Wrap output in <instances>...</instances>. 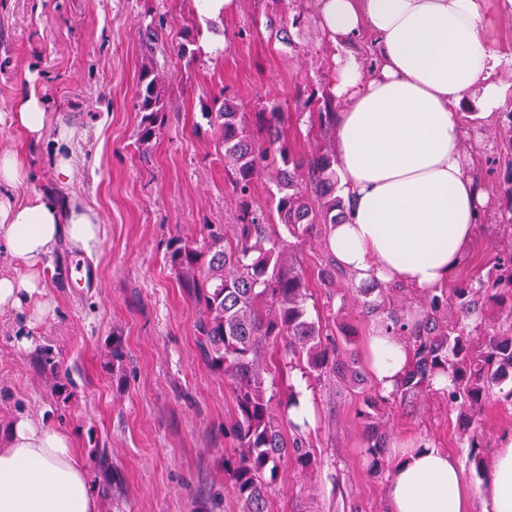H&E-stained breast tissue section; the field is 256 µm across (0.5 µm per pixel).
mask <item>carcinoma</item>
Segmentation results:
<instances>
[{"label": "carcinoma", "mask_w": 512, "mask_h": 512, "mask_svg": "<svg viewBox=\"0 0 512 512\" xmlns=\"http://www.w3.org/2000/svg\"><path fill=\"white\" fill-rule=\"evenodd\" d=\"M301 22L268 18L275 38L291 44L288 24ZM318 112L319 134L335 137L332 99H323ZM138 111L144 113L139 140L152 139L156 120L164 111L159 81L148 70L137 90ZM203 117L219 130L224 148V171L242 198V217L233 240L218 229L207 228L201 246L183 245L170 256L182 286L204 309L197 325L198 347L212 370L224 374L236 392L237 413L224 428L237 442L236 454L224 458L241 512H268V500L281 463L291 458L303 472L314 470L315 459L301 437L288 441L282 423L294 397L288 387L283 406H273L265 374L268 346L279 348L281 370L298 369L317 383L343 382L358 387L365 372L353 348V334L344 327L331 330L310 318L308 287L303 272L292 262L291 244L275 230L284 226L297 240L317 236L327 241L332 225L344 215L342 197L336 195V153L326 151L303 159L292 153L282 129L284 113L274 104L267 112L239 111L220 96L203 105ZM268 178V209L249 202L253 179ZM344 273L330 257L320 281L376 322L405 338L412 357L394 392L364 398L367 452L373 471L385 469L386 422L381 405L390 401L412 406L429 394H440L448 406L460 411L467 424L478 423L492 387L512 380V249L495 262L492 282L478 281L453 290L426 291L414 301V290L356 288L336 283ZM51 390L68 398L48 353ZM445 375L447 388L433 387Z\"/></svg>", "instance_id": "carcinoma-1"}]
</instances>
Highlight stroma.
Masks as SVG:
<instances>
[{
  "label": "stroma",
  "mask_w": 512,
  "mask_h": 512,
  "mask_svg": "<svg viewBox=\"0 0 512 512\" xmlns=\"http://www.w3.org/2000/svg\"><path fill=\"white\" fill-rule=\"evenodd\" d=\"M191 0H0V154L25 150L28 191L77 195L97 209L104 226L96 261L63 251L51 260V310L29 324L25 311L0 313V432L28 415L69 431L100 493V512H240L224 476L235 441L224 427L236 413L232 385L202 360L197 344L201 305L178 283L171 251L198 242L206 225L234 237L241 198L224 171L219 137L201 115L221 94L244 112H285L291 149L308 158L325 142L310 130L329 92L336 47L322 33L312 0H237L234 12L200 20ZM305 20L292 28L293 46L278 42L267 17ZM158 20L147 52L146 26ZM193 38L194 58L175 46ZM224 45L217 54L209 43ZM157 68L165 110L149 145H140L136 93L141 75ZM48 114L43 138L27 144L8 116L30 92ZM512 119L462 116L469 175L488 195L473 247L452 281L487 279L495 257L512 243V145L501 133ZM76 128L81 163L70 184L53 177L50 155L59 127ZM292 260L309 284L310 317L334 318L354 335L355 350L374 321L341 297L329 296L317 273L328 252L320 240L294 241ZM120 337L123 359L108 352ZM30 346H22L21 338ZM49 350L70 397L51 393L38 358ZM343 385H313L316 425L306 433L316 461L303 473L285 463L269 512H388L387 475L373 474L367 453L363 393ZM387 462L398 443L422 437L448 450L471 487L472 512H484L483 461L512 437V405L493 393L482 415V446L471 456L459 412L436 397L414 407L386 405ZM108 449L112 471L98 467L94 448ZM121 481L113 483L111 472Z\"/></svg>",
  "instance_id": "obj_1"
}]
</instances>
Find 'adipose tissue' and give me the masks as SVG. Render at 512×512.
I'll use <instances>...</instances> for the list:
<instances>
[{
  "label": "adipose tissue",
  "instance_id": "1",
  "mask_svg": "<svg viewBox=\"0 0 512 512\" xmlns=\"http://www.w3.org/2000/svg\"><path fill=\"white\" fill-rule=\"evenodd\" d=\"M323 32L343 55L331 93L335 147L350 206L328 247L356 282L442 288L474 236L487 195L465 169L462 108L494 118L507 104L496 79L512 66L498 49L492 14L512 0H317ZM371 39L374 62L347 51ZM29 171L16 153L0 156V242L26 266L0 273V312L50 311L49 259L59 245L93 257L103 236L98 212L73 196L25 193ZM377 390L392 393L409 359L405 341L377 326L365 339ZM491 512H512V437L501 441L481 488ZM390 512H470L471 491L456 459L410 438L392 464ZM0 512H100L96 486L72 437L21 416L0 438Z\"/></svg>",
  "mask_w": 512,
  "mask_h": 512
}]
</instances>
